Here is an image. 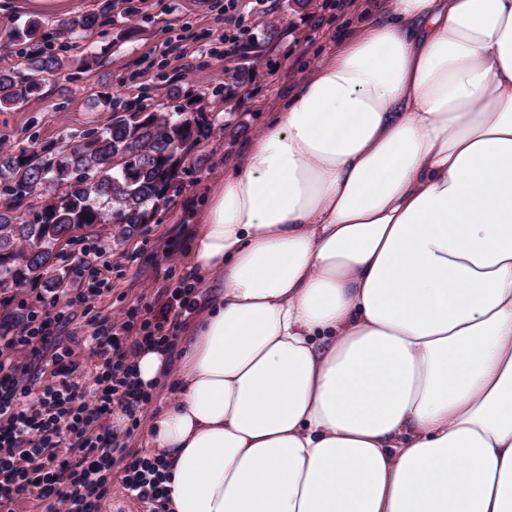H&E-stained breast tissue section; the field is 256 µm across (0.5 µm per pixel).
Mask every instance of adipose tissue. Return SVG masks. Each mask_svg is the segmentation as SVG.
<instances>
[{
    "mask_svg": "<svg viewBox=\"0 0 512 512\" xmlns=\"http://www.w3.org/2000/svg\"><path fill=\"white\" fill-rule=\"evenodd\" d=\"M146 429L170 512H512V0H392L205 196ZM179 378H172L173 366Z\"/></svg>",
    "mask_w": 512,
    "mask_h": 512,
    "instance_id": "1",
    "label": "adipose tissue"
}]
</instances>
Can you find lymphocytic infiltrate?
<instances>
[{
  "mask_svg": "<svg viewBox=\"0 0 512 512\" xmlns=\"http://www.w3.org/2000/svg\"><path fill=\"white\" fill-rule=\"evenodd\" d=\"M195 281L189 273L179 288H157L156 298L174 311L168 321H140L131 311L118 328L96 326L87 362L92 377L86 384L77 378L80 362L47 350L71 321L64 313L31 316L23 331L0 344V512H14V503L27 492L47 502L48 512H99L117 457L127 453L123 432L109 418L117 411L134 421L142 416L151 397L133 378L134 359L144 346L172 345L195 311ZM45 359L51 362L53 382L35 401L22 403L33 368ZM130 456L122 489L144 503L162 504L158 462L136 452Z\"/></svg>",
  "mask_w": 512,
  "mask_h": 512,
  "instance_id": "f902f5d3",
  "label": "lymphocytic infiltrate"
}]
</instances>
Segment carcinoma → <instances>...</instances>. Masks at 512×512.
Returning a JSON list of instances; mask_svg holds the SVG:
<instances>
[{"label":"carcinoma","instance_id":"cac0c4a2","mask_svg":"<svg viewBox=\"0 0 512 512\" xmlns=\"http://www.w3.org/2000/svg\"><path fill=\"white\" fill-rule=\"evenodd\" d=\"M112 0H99L97 11L75 13L56 28L71 40H83L112 16ZM50 33L35 20L16 24L5 34L13 45H33ZM20 62L0 69V111L36 98L41 81L74 61L41 48L23 50ZM212 122L206 108L179 112L146 108L113 112L104 127L71 134L67 145L41 149L20 146L0 152V289L58 281V245L97 234L105 224L129 236L150 224L176 190L193 147ZM27 320L23 308L0 316L6 332Z\"/></svg>","mask_w":512,"mask_h":512}]
</instances>
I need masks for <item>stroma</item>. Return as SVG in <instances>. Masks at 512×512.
<instances>
[{"label": "stroma", "instance_id": "1", "mask_svg": "<svg viewBox=\"0 0 512 512\" xmlns=\"http://www.w3.org/2000/svg\"><path fill=\"white\" fill-rule=\"evenodd\" d=\"M0 9V36L14 23L53 22L94 11L99 0H6ZM135 14H113L111 24L88 39L101 57L90 67L69 69L47 79L37 98L0 112V144L11 150L30 143L59 142L69 134L105 126L113 109L131 105L162 111L199 100L213 112L215 134L203 137L191 153L175 192L154 221L119 241L118 228L66 246L58 261L62 283H70L81 259L101 270L107 285L88 313L77 314L61 340L83 359L92 321L116 319L133 307L151 308L155 281L179 287L193 239L200 202L225 169L238 160L262 131L272 110L308 76L319 58L346 35L388 13L391 0H239L218 11L207 0H132ZM182 40L188 57L165 52ZM242 85H234L238 73ZM111 102H104V95ZM180 252L175 264L159 256L164 244Z\"/></svg>", "mask_w": 512, "mask_h": 512}]
</instances>
